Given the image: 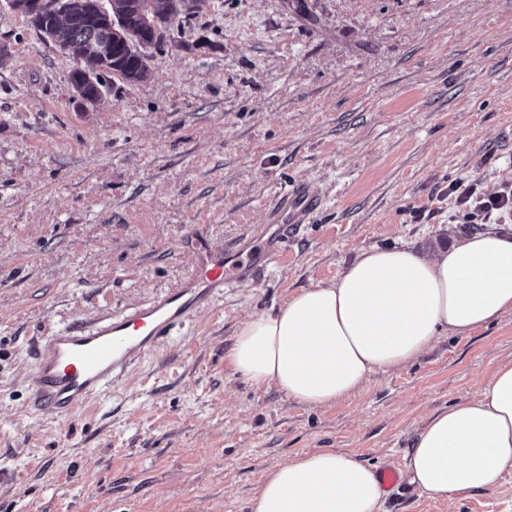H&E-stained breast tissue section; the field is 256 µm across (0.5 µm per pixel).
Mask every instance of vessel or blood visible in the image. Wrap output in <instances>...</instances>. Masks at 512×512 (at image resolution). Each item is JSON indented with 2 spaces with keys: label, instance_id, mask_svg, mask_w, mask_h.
Masks as SVG:
<instances>
[{
  "label": "vessel or blood",
  "instance_id": "vessel-or-blood-1",
  "mask_svg": "<svg viewBox=\"0 0 512 512\" xmlns=\"http://www.w3.org/2000/svg\"><path fill=\"white\" fill-rule=\"evenodd\" d=\"M320 206L306 186L290 187L251 234L226 244L199 240L195 268L179 287L42 337L31 376L37 406L68 419L111 391L130 365L190 330L195 316L213 308L231 283L261 282Z\"/></svg>",
  "mask_w": 512,
  "mask_h": 512
}]
</instances>
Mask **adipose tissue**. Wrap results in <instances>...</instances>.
Instances as JSON below:
<instances>
[{
	"instance_id": "adipose-tissue-1",
	"label": "adipose tissue",
	"mask_w": 512,
	"mask_h": 512,
	"mask_svg": "<svg viewBox=\"0 0 512 512\" xmlns=\"http://www.w3.org/2000/svg\"><path fill=\"white\" fill-rule=\"evenodd\" d=\"M510 310L512 238L485 232L425 255L374 246L336 281L244 321L226 360L256 387L324 406L360 390L375 370L406 366L435 336L470 334ZM405 469L411 484L448 503L512 469V362L476 397L433 415ZM382 495L369 466L321 449L269 469L249 509L380 512Z\"/></svg>"
}]
</instances>
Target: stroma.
<instances>
[{"mask_svg":"<svg viewBox=\"0 0 512 512\" xmlns=\"http://www.w3.org/2000/svg\"><path fill=\"white\" fill-rule=\"evenodd\" d=\"M198 0L138 83L79 104L74 57L0 0V512H248L263 473L320 448L404 462L434 414L512 361V311L436 337L329 406L227 363L240 323L336 281L363 249L487 232L449 185L512 187V0ZM304 182L324 202L261 284L62 420L27 385L33 340L144 301ZM383 512H512V470L455 505L411 486Z\"/></svg>","mask_w":512,"mask_h":512,"instance_id":"obj_1","label":"stroma"}]
</instances>
